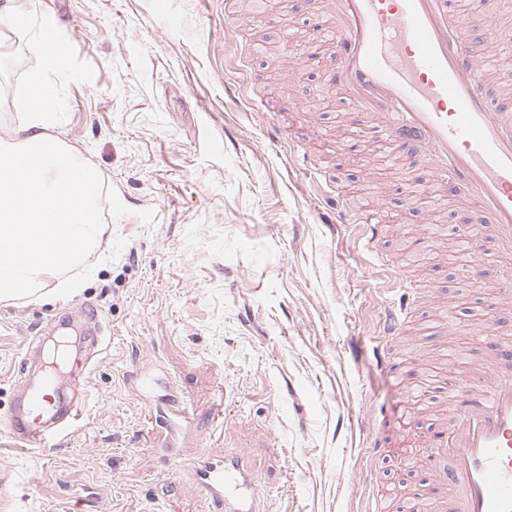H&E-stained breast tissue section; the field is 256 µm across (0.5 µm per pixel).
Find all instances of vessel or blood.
<instances>
[{
  "mask_svg": "<svg viewBox=\"0 0 512 512\" xmlns=\"http://www.w3.org/2000/svg\"><path fill=\"white\" fill-rule=\"evenodd\" d=\"M310 27L332 35L334 61L324 78L351 105L350 123L387 131L398 156L420 146V167L398 172L402 191L427 175L441 196L464 204L470 223L486 225L500 249L512 250V113L494 105L467 18L452 0H328ZM336 221L362 224L369 249L383 235L374 204L337 210ZM467 250L468 284L482 287V246L472 239ZM78 314L85 343L103 349L98 311L84 306ZM485 351L496 364L489 382L464 391L462 408L426 438L423 463L434 488L447 491L426 500L428 512H512V341L491 339ZM59 356L76 390L60 391L46 373L29 379L6 430L19 449L50 447L83 417L92 360L68 347ZM241 458L204 450L185 461L218 512H256L261 491Z\"/></svg>",
  "mask_w": 512,
  "mask_h": 512,
  "instance_id": "obj_1",
  "label": "vessel or blood"
}]
</instances>
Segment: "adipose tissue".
<instances>
[{"label":"adipose tissue","mask_w":512,"mask_h":512,"mask_svg":"<svg viewBox=\"0 0 512 512\" xmlns=\"http://www.w3.org/2000/svg\"><path fill=\"white\" fill-rule=\"evenodd\" d=\"M61 54L47 52L31 82L32 104L10 142H0V302L39 300L49 288L76 289L70 267L93 276L105 232L92 191L93 165L64 147L41 99L55 94Z\"/></svg>","instance_id":"ef3b65f1"}]
</instances>
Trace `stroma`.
Segmentation results:
<instances>
[{"label":"stroma","instance_id":"stroma-1","mask_svg":"<svg viewBox=\"0 0 512 512\" xmlns=\"http://www.w3.org/2000/svg\"><path fill=\"white\" fill-rule=\"evenodd\" d=\"M245 2L12 0L72 45L57 113L66 144L101 175L107 259L69 295L0 303V420L20 391L25 344L60 306L97 308L111 338L87 379L83 418L57 446L20 454L0 437V512H56L64 500L90 512H214L183 466L202 448H246L242 465L263 494L257 512H367L369 492L390 500L424 490L426 471L392 447L375 463L372 491L351 478L368 464L365 416L391 435L405 390L379 359L389 275L435 287L439 300L416 306L403 328L435 371L412 402L418 435L482 361L476 332L497 310L448 258L450 228L466 218L452 202L430 211L407 203L380 131L366 157H317L341 184L300 170L312 148L303 104L313 103L325 138L350 106L321 73L279 70L284 48L307 36L303 0H264L265 19L239 31L227 15ZM453 2L476 53L512 70V48L495 43L512 27V0H492L489 14ZM13 38L22 53L0 68V136L19 123L17 89L42 60L34 33ZM251 44L254 60L242 61ZM282 84L287 98L272 101L285 125L276 148L254 102ZM340 200L380 202L383 266L357 225L336 224ZM428 222L445 235L431 251H410ZM179 399L190 420L158 431L150 412Z\"/></svg>","mask_w":512,"mask_h":512}]
</instances>
